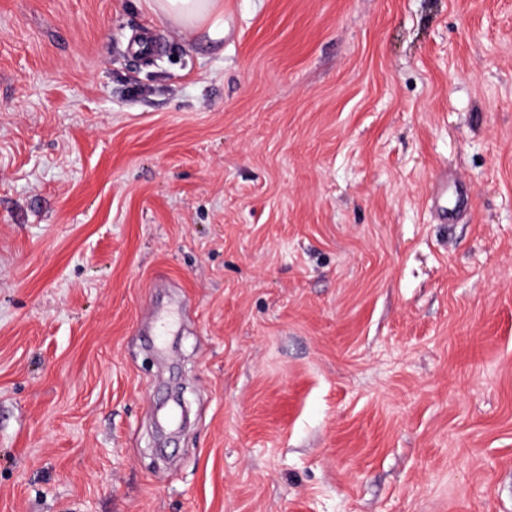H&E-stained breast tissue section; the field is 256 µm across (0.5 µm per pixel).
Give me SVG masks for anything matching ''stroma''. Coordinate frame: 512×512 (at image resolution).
<instances>
[{
	"label": "stroma",
	"mask_w": 512,
	"mask_h": 512,
	"mask_svg": "<svg viewBox=\"0 0 512 512\" xmlns=\"http://www.w3.org/2000/svg\"><path fill=\"white\" fill-rule=\"evenodd\" d=\"M0 512H512V0H0ZM149 11L161 22L175 26L181 33L205 32L210 40L224 37L223 0H147Z\"/></svg>",
	"instance_id": "stroma-1"
}]
</instances>
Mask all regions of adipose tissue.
Listing matches in <instances>:
<instances>
[{"label":"adipose tissue","instance_id":"ef3b65f1","mask_svg":"<svg viewBox=\"0 0 512 512\" xmlns=\"http://www.w3.org/2000/svg\"><path fill=\"white\" fill-rule=\"evenodd\" d=\"M147 7L159 21L180 32H203L213 41L224 37V0H148Z\"/></svg>","mask_w":512,"mask_h":512}]
</instances>
